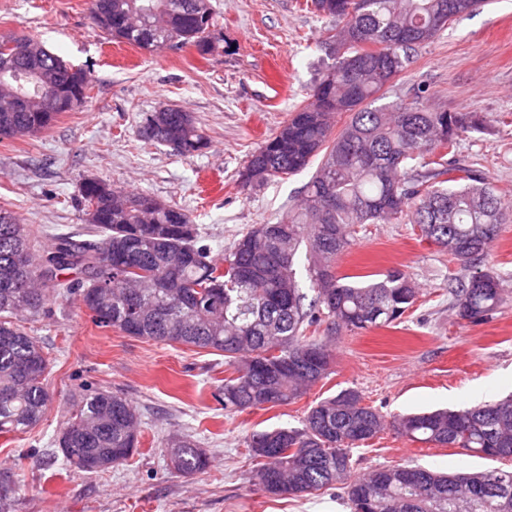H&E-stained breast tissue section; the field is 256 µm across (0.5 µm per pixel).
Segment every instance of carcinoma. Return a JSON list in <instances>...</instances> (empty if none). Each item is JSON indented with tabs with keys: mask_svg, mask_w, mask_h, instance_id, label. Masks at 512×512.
Masks as SVG:
<instances>
[{
	"mask_svg": "<svg viewBox=\"0 0 512 512\" xmlns=\"http://www.w3.org/2000/svg\"><path fill=\"white\" fill-rule=\"evenodd\" d=\"M312 0L336 19L329 46L336 62L311 88L309 102L291 113L251 155L239 184L261 187L316 166L299 208L275 224H257L234 242L224 264L210 258L199 229L182 207L145 193L84 181L78 205L99 204L87 224L98 241L57 236L52 246L30 251L23 225L0 211V434L25 433L44 416L48 359L19 325L44 314L49 298L100 288L88 306L100 327L129 336L224 355L228 376L216 398L226 411L290 402L330 374L336 332L356 333L403 322L420 295L398 268L368 281L336 273L341 255L363 224H417L429 242L466 271L448 282L451 306L474 324L502 307V284L483 269L501 225L512 220L483 172L456 158L458 138L481 125L471 112L431 109L425 90L386 101L390 83L412 59L460 16L485 0H358L351 15ZM107 19L97 28L143 50L178 38L202 56L210 52L213 14H198L197 0H97ZM34 64L43 80L29 81V65L9 60L17 89L37 97L50 86L77 87L52 112H0V138L36 137L58 116L82 107L90 79L37 38ZM336 103L324 112L315 92ZM343 119L333 131V119ZM140 135L178 155L207 145L194 116L176 106L165 127ZM305 252L304 286L295 268ZM112 264H107V260ZM411 441L463 448L506 465L476 473H441L408 465L352 474V449L387 428ZM139 419L117 391L79 386L60 420L44 461H63L84 472L124 464L137 451ZM254 466L249 482L268 495L303 496L340 485L351 512H512V395L458 409H438L387 419L348 387L310 406L296 427L253 432L247 441ZM167 465L192 477L210 457L193 436L164 442ZM98 466L88 467V460Z\"/></svg>",
	"mask_w": 512,
	"mask_h": 512,
	"instance_id": "cac0c4a2",
	"label": "carcinoma"
}]
</instances>
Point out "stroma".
<instances>
[{
	"mask_svg": "<svg viewBox=\"0 0 512 512\" xmlns=\"http://www.w3.org/2000/svg\"><path fill=\"white\" fill-rule=\"evenodd\" d=\"M210 4L214 46L202 56L192 47L147 52L112 40L91 25L88 0H0V34L38 37L91 80L82 109L61 114L39 136L0 140V208L23 224L32 251L54 235L82 231L77 198L90 177L182 206L216 261L253 225L275 223L298 204L310 171L250 191L237 179L331 64L323 45L331 23L311 0ZM421 83L429 89L428 106L486 117L482 130L462 134L458 153L512 202V0H489L457 18L417 50L388 96H406ZM163 104L192 112L207 148L183 157L141 139L143 118ZM337 267L342 275L397 267L421 295L397 327L337 333L332 373L307 395L242 413L214 398L225 376L222 355L101 328L79 297L51 298L47 315L23 323L49 360L46 416L31 431L0 436V472L10 477L14 512H350L336 487L304 497L254 490L249 435L299 425L313 401L347 387L389 417L512 393V223L503 225L484 264L508 300L481 324L452 310L448 281L461 269L422 238L418 225H364ZM80 383L121 392L136 409L141 445L129 463L91 474L28 457V449L48 447ZM173 433L192 435L206 449L204 473L186 478L168 471L162 443ZM352 456L358 475L402 463L451 473L494 465L461 448L390 431Z\"/></svg>",
	"mask_w": 512,
	"mask_h": 512,
	"instance_id": "stroma-1",
	"label": "stroma"
}]
</instances>
